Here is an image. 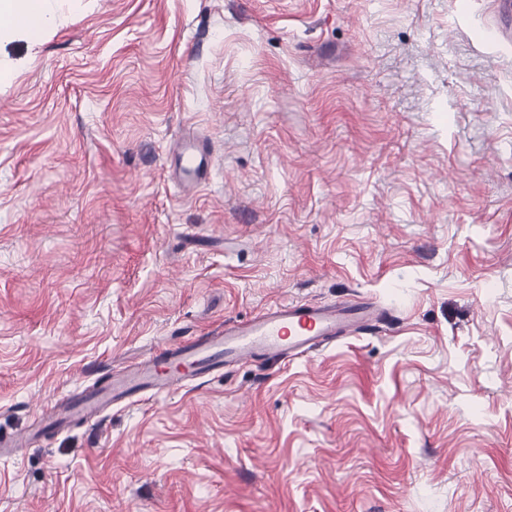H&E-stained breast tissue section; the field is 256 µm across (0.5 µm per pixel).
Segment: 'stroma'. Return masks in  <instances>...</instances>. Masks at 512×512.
Returning <instances> with one entry per match:
<instances>
[{
  "instance_id": "stroma-1",
  "label": "stroma",
  "mask_w": 512,
  "mask_h": 512,
  "mask_svg": "<svg viewBox=\"0 0 512 512\" xmlns=\"http://www.w3.org/2000/svg\"><path fill=\"white\" fill-rule=\"evenodd\" d=\"M0 44V431L281 301L386 320L45 429L0 512H512L495 0H59ZM218 159L177 187L182 135Z\"/></svg>"
}]
</instances>
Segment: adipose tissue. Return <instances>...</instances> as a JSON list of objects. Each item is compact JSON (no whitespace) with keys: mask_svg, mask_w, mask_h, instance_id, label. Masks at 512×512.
Wrapping results in <instances>:
<instances>
[{"mask_svg":"<svg viewBox=\"0 0 512 512\" xmlns=\"http://www.w3.org/2000/svg\"><path fill=\"white\" fill-rule=\"evenodd\" d=\"M56 19V0H0V43L18 37L39 43Z\"/></svg>","mask_w":512,"mask_h":512,"instance_id":"ef3b65f1","label":"adipose tissue"}]
</instances>
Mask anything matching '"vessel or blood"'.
Masks as SVG:
<instances>
[{
	"instance_id": "obj_1",
	"label": "vessel or blood",
	"mask_w": 512,
	"mask_h": 512,
	"mask_svg": "<svg viewBox=\"0 0 512 512\" xmlns=\"http://www.w3.org/2000/svg\"><path fill=\"white\" fill-rule=\"evenodd\" d=\"M176 178L195 187L206 183L213 168L209 147L196 137L181 140L172 155ZM376 311L369 300L342 303L282 301L246 319L230 320L187 340L165 355L144 358L114 374L92 393H70L42 411V426L72 421L98 422L105 413L161 395L181 392L211 373L256 358L285 364L307 357L339 337L363 333Z\"/></svg>"
}]
</instances>
